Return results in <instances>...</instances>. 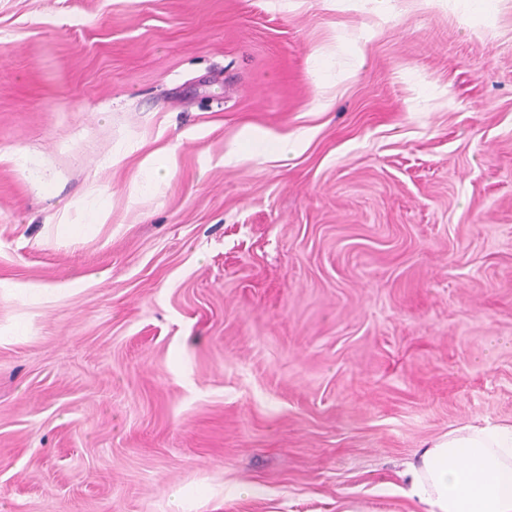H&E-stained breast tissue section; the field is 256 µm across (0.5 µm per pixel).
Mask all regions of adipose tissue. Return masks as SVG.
Instances as JSON below:
<instances>
[{"instance_id": "1", "label": "adipose tissue", "mask_w": 512, "mask_h": 512, "mask_svg": "<svg viewBox=\"0 0 512 512\" xmlns=\"http://www.w3.org/2000/svg\"><path fill=\"white\" fill-rule=\"evenodd\" d=\"M402 476L424 512H512V424L450 430Z\"/></svg>"}]
</instances>
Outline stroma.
Instances as JSON below:
<instances>
[{
    "mask_svg": "<svg viewBox=\"0 0 512 512\" xmlns=\"http://www.w3.org/2000/svg\"><path fill=\"white\" fill-rule=\"evenodd\" d=\"M0 286V512H420L512 423V0H0ZM245 144L253 146L257 151L262 150L266 145H271L272 152L282 157L288 156L295 149V142L288 139V135L267 136L250 131L245 132L240 139V145ZM172 165V157L165 149H158L146 156L135 177L132 198L150 194L160 179L170 173ZM14 162L19 171L28 178L31 183L41 189L46 182V172L33 162L24 151H19L14 157ZM401 475L424 512H512V424L450 430Z\"/></svg>",
    "mask_w": 512,
    "mask_h": 512,
    "instance_id": "35a3bbf8",
    "label": "stroma"
}]
</instances>
